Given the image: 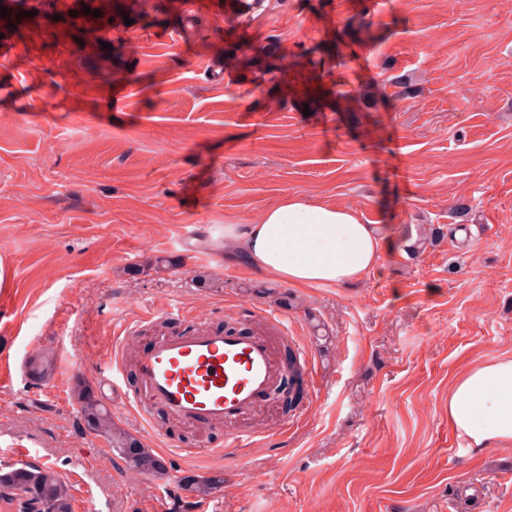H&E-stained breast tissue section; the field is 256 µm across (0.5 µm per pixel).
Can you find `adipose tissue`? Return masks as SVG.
<instances>
[{
	"instance_id": "1",
	"label": "adipose tissue",
	"mask_w": 512,
	"mask_h": 512,
	"mask_svg": "<svg viewBox=\"0 0 512 512\" xmlns=\"http://www.w3.org/2000/svg\"><path fill=\"white\" fill-rule=\"evenodd\" d=\"M392 246L390 227L362 223L343 206L284 197L254 224L224 227V255L295 288L364 279ZM448 421L473 445L512 444V358L461 375L448 394Z\"/></svg>"
}]
</instances>
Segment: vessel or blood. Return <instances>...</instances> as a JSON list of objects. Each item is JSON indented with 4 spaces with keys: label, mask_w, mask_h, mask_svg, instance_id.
Returning <instances> with one entry per match:
<instances>
[{
    "label": "vessel or blood",
    "mask_w": 512,
    "mask_h": 512,
    "mask_svg": "<svg viewBox=\"0 0 512 512\" xmlns=\"http://www.w3.org/2000/svg\"><path fill=\"white\" fill-rule=\"evenodd\" d=\"M177 6L184 17L204 14L217 23L223 21L226 8L224 0H178ZM76 24L96 30L101 41L112 39L111 30L98 27L95 17L83 12L80 0H75L56 18L41 13L21 17L15 39L0 51V61L29 53L27 36L32 32L41 33L44 49L79 56L82 49L70 38ZM129 359L142 387L138 394L123 388L124 364ZM106 367L105 380L123 406L138 411L144 404L156 403L172 419L224 427L225 448L241 458L251 453L255 438L239 428V420L268 400L284 374L273 336L253 330L186 332L161 339L132 356L121 342L114 345Z\"/></svg>",
    "instance_id": "1"
}]
</instances>
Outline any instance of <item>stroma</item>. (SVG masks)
<instances>
[{"label": "stroma", "instance_id": "stroma-1", "mask_svg": "<svg viewBox=\"0 0 512 512\" xmlns=\"http://www.w3.org/2000/svg\"><path fill=\"white\" fill-rule=\"evenodd\" d=\"M118 2L111 48L87 36L80 62L0 68V436L33 444L72 512H512V445L471 447L448 422L457 378L512 357V0H262L178 41L176 0ZM310 59L307 99L280 70ZM287 195L392 225L395 251L361 283L311 288L226 260L225 225ZM173 302L180 329L285 313L313 355L302 402L264 407L246 459L216 456L223 427L115 406L93 374L130 330L154 344L142 330ZM80 381L123 429L165 431L161 478L128 477L84 429ZM216 472L214 505H193L181 478Z\"/></svg>", "mask_w": 512, "mask_h": 512}]
</instances>
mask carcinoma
I'll list each match as a JSON object with an SVG mask.
<instances>
[{
  "label": "carcinoma",
  "mask_w": 512,
  "mask_h": 512,
  "mask_svg": "<svg viewBox=\"0 0 512 512\" xmlns=\"http://www.w3.org/2000/svg\"><path fill=\"white\" fill-rule=\"evenodd\" d=\"M74 395L81 418L89 430L110 440L112 451L123 461L128 476L150 479L164 475L162 460L138 437L117 426L108 409L92 396L89 385L78 384ZM1 484L10 490L8 505L16 506V512H26L31 498L39 500L52 512H72L69 487L49 467L31 464L13 466L0 475ZM223 485L224 475L220 472L211 476H187L181 483L184 491L199 500L221 490Z\"/></svg>",
  "instance_id": "obj_1"
}]
</instances>
